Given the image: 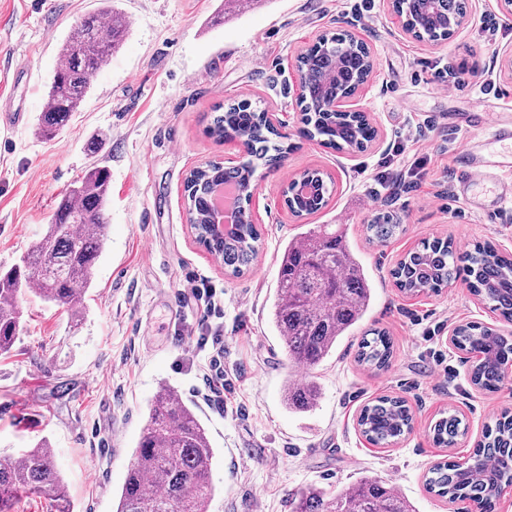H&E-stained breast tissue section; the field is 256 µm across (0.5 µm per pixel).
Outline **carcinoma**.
Returning <instances> with one entry per match:
<instances>
[{
  "label": "carcinoma",
  "instance_id": "obj_1",
  "mask_svg": "<svg viewBox=\"0 0 512 512\" xmlns=\"http://www.w3.org/2000/svg\"><path fill=\"white\" fill-rule=\"evenodd\" d=\"M82 18L70 30L58 55L47 90V105L37 118L35 133L51 140L79 111L94 76L111 61L126 31L124 16L114 11L112 0ZM412 27L434 41L448 39L466 16V0H452L448 15L434 12L430 0H401ZM298 69L308 92L301 101L300 135L323 138L338 151H362L375 130L359 112H326V98L348 95L371 71L370 56L345 33H328L299 58ZM217 140L241 141L249 162L227 170L208 163L191 171L184 187L188 223L197 230L212 224L211 198L217 189L235 183L241 190L236 228L209 240L207 249L224 262L232 276L250 270L259 254L261 234L250 220L247 192L258 168H275L290 147L278 141L282 134L271 127L265 113L245 99L230 100L216 110L206 129ZM307 192H288V203L298 216L321 209L328 192L324 175L308 170L299 175ZM111 196L109 171L93 165L82 180L62 195L50 223L21 263L0 270V355L9 353L20 324L17 297L30 282L39 297L65 306L80 319L79 297L93 286L94 267L107 244V205ZM403 232L390 216L377 214L365 225L370 241L385 242ZM465 275L473 295L489 304L492 312L512 321V257L490 243H480L461 255L453 242L425 241L396 264L392 275L402 292L439 293L459 275ZM372 299L364 267L345 236L327 228L309 230L292 238L279 264L274 302V323L288 355L289 365L312 370L332 352L341 338L352 335ZM454 343L462 351L479 349L482 357L472 365L471 383L481 390L497 391L504 369L512 362V338L495 329L471 323L455 328ZM394 349L380 328L364 331L357 361L382 370L389 367ZM288 408L309 411L317 404L311 381L288 380L284 396ZM462 420L450 413L432 429L434 442L451 447L465 435ZM362 434L376 445L394 444L413 429L406 401L382 396L366 405L359 418ZM213 449L206 428L181 396L164 385L154 395L147 424L133 452L120 492L116 512H207L213 494L210 469ZM426 486L438 497L467 501L479 512H493L496 501L512 487V416L504 413L462 463H442L429 470ZM52 492L57 512H70L64 480L56 469L47 443L40 440L25 449L17 461L0 466V512H11L23 494ZM290 512H413L405 497L377 477H366L342 491L329 494L309 486L289 499Z\"/></svg>",
  "mask_w": 512,
  "mask_h": 512
}]
</instances>
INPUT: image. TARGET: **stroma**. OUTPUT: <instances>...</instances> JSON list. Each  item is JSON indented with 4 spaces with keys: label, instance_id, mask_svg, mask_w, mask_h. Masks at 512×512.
I'll return each instance as SVG.
<instances>
[{
    "label": "stroma",
    "instance_id": "1",
    "mask_svg": "<svg viewBox=\"0 0 512 512\" xmlns=\"http://www.w3.org/2000/svg\"><path fill=\"white\" fill-rule=\"evenodd\" d=\"M463 26L427 43L404 34L387 0H112L128 29L109 65L65 130L47 141L36 119L74 22L100 0H0V76L32 65L29 89H16L26 124L0 132V267L17 263L49 223L60 195L90 165L111 175L108 244L93 288L73 324L67 308L19 292L18 339L0 356V462L47 440L64 478L72 512H115L134 447L160 386L174 388L204 424L214 451L208 512H289L307 486L346 487L365 476L394 485L415 512H463L425 486L440 461L469 456L488 426L512 409V365L493 393L475 388L464 352L448 342L455 326L475 322L512 333L473 296L465 281L438 296H407L390 275L420 242L452 238L459 249L493 242L512 253V200L497 204L488 188L461 199L454 165L476 112L512 114V26L496 0H468ZM353 30L374 70L346 102L378 130L361 153L338 152L301 138L295 62L328 32ZM451 74L453 88L435 83ZM249 100L274 113L291 146L282 165L261 171L250 210L262 233L253 269L235 278L200 248L187 222L184 180L196 167L237 154L204 133L216 109ZM307 169L328 175L325 206L304 219L283 200L286 184ZM378 213L404 231L368 242L364 226ZM319 224H337L373 286L364 326L384 329L389 367L356 361L358 340L343 339L312 370L316 408L289 410L288 358L273 323L279 256L288 240ZM216 291L210 318L215 346L198 348L201 309L194 288ZM221 367L224 385L208 377ZM406 400L414 430L387 447L359 431L361 408L376 397ZM455 412L468 433L435 445L430 427Z\"/></svg>",
    "mask_w": 512,
    "mask_h": 512
}]
</instances>
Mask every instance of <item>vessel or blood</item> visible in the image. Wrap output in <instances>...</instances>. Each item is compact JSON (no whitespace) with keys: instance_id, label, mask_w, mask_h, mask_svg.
<instances>
[{"instance_id":"1","label":"vessel or blood","mask_w":512,"mask_h":512,"mask_svg":"<svg viewBox=\"0 0 512 512\" xmlns=\"http://www.w3.org/2000/svg\"><path fill=\"white\" fill-rule=\"evenodd\" d=\"M25 122V110L15 105L12 98H0V126L15 128ZM468 139L460 146L459 192L470 197L473 186L489 187L495 202L512 198V184L502 180L503 171L512 169V151H505V144H512V121L503 120L499 114L482 112L468 122Z\"/></svg>"}]
</instances>
